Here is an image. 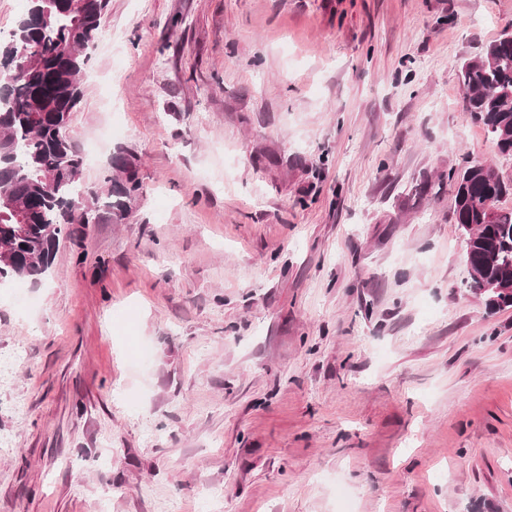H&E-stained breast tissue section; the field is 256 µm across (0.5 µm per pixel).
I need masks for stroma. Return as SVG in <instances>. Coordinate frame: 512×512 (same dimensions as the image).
I'll return each instance as SVG.
<instances>
[{
    "label": "stroma",
    "instance_id": "obj_1",
    "mask_svg": "<svg viewBox=\"0 0 512 512\" xmlns=\"http://www.w3.org/2000/svg\"><path fill=\"white\" fill-rule=\"evenodd\" d=\"M512 0H110L67 136L121 222L0 282V512H512V308L449 173ZM26 300L18 302L16 290ZM472 276L478 279L479 284H475L478 288L470 289L476 296L484 298L486 304H501L504 306L505 303H512V279L511 284L507 279L501 282L488 284L483 282L478 274L471 269ZM506 307H512V304L506 305ZM506 307L492 308L491 310L502 309Z\"/></svg>",
    "mask_w": 512,
    "mask_h": 512
}]
</instances>
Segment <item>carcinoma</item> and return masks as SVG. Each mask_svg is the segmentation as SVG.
Returning <instances> with one entry per match:
<instances>
[{"label": "carcinoma", "instance_id": "cac0c4a2", "mask_svg": "<svg viewBox=\"0 0 512 512\" xmlns=\"http://www.w3.org/2000/svg\"><path fill=\"white\" fill-rule=\"evenodd\" d=\"M109 0H30L12 39L0 43V245L12 247L0 274L37 281L51 267L67 224L123 220L141 188L124 152L112 156L119 176L107 178L104 196L79 199L84 159L56 133L69 125L83 97L80 76L100 31ZM25 66L13 65L18 55ZM464 111L491 135L498 152L512 156V29L484 52L462 62ZM454 214L472 265L487 277L512 271V210L490 215L487 204L512 193L481 162L451 178Z\"/></svg>", "mask_w": 512, "mask_h": 512}]
</instances>
